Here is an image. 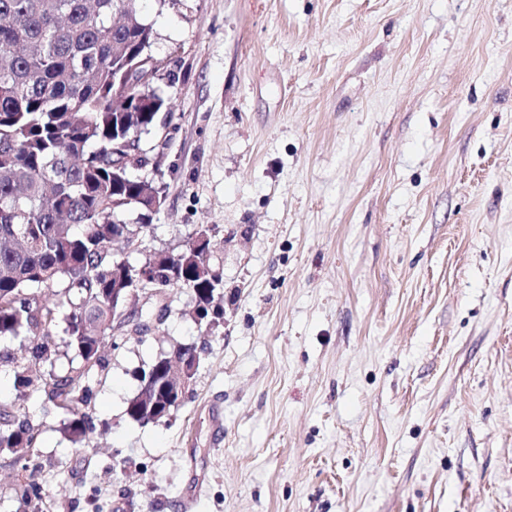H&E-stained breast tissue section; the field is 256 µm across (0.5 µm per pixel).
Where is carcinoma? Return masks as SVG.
I'll list each match as a JSON object with an SVG mask.
<instances>
[{
	"label": "carcinoma",
	"instance_id": "obj_1",
	"mask_svg": "<svg viewBox=\"0 0 512 512\" xmlns=\"http://www.w3.org/2000/svg\"><path fill=\"white\" fill-rule=\"evenodd\" d=\"M140 0H0V337L23 336L34 364L21 366L17 398L40 397L68 415L75 443L96 431L92 388L112 339V289L133 274L113 252L133 234L155 181L112 178V139L150 132L166 109L147 95L129 61L155 37ZM202 251L189 247L158 268L154 287L211 288ZM142 285V282L135 283ZM57 288L49 306L39 290ZM75 352L55 372L58 343ZM41 431L0 404V448L23 458L16 500L43 512L42 466L29 458Z\"/></svg>",
	"mask_w": 512,
	"mask_h": 512
}]
</instances>
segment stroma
Masks as SVG:
<instances>
[{
    "label": "stroma",
    "mask_w": 512,
    "mask_h": 512,
    "mask_svg": "<svg viewBox=\"0 0 512 512\" xmlns=\"http://www.w3.org/2000/svg\"><path fill=\"white\" fill-rule=\"evenodd\" d=\"M141 12L178 81L129 259L206 228L226 323L207 335L169 289L108 353L80 449L0 361L49 512H512V0ZM190 343V398L131 422L139 370Z\"/></svg>",
    "instance_id": "35a3bbf8"
}]
</instances>
